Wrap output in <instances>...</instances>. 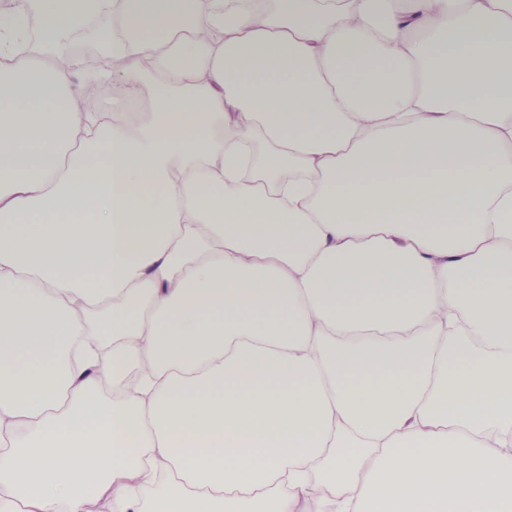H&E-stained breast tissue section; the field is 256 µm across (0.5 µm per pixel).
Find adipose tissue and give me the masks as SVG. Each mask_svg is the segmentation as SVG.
Masks as SVG:
<instances>
[{"label":"adipose tissue","mask_w":512,"mask_h":512,"mask_svg":"<svg viewBox=\"0 0 512 512\" xmlns=\"http://www.w3.org/2000/svg\"><path fill=\"white\" fill-rule=\"evenodd\" d=\"M107 5L92 110L57 57ZM313 475L512 512V0H14L0 512H308Z\"/></svg>","instance_id":"obj_1"}]
</instances>
